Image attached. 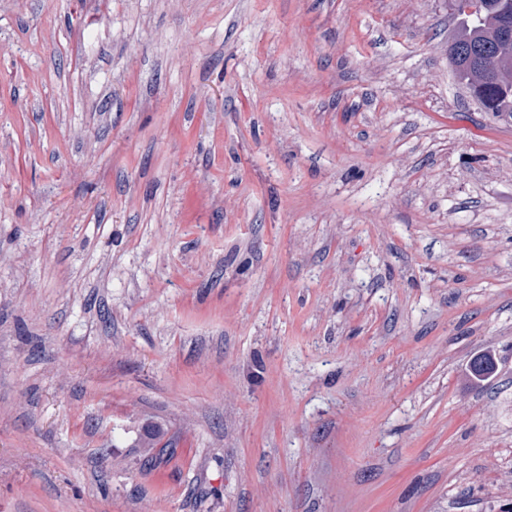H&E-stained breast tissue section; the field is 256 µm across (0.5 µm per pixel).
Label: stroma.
Returning a JSON list of instances; mask_svg holds the SVG:
<instances>
[{
    "label": "stroma",
    "instance_id": "stroma-1",
    "mask_svg": "<svg viewBox=\"0 0 512 512\" xmlns=\"http://www.w3.org/2000/svg\"><path fill=\"white\" fill-rule=\"evenodd\" d=\"M456 34L0 0V512H512V120Z\"/></svg>",
    "mask_w": 512,
    "mask_h": 512
}]
</instances>
